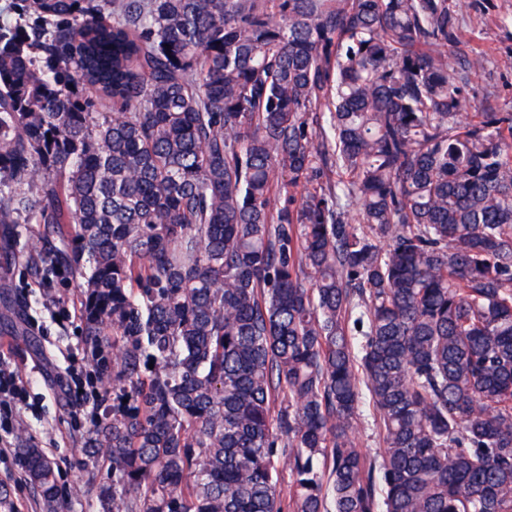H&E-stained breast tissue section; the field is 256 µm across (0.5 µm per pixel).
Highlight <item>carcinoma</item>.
I'll return each instance as SVG.
<instances>
[{"mask_svg": "<svg viewBox=\"0 0 512 512\" xmlns=\"http://www.w3.org/2000/svg\"><path fill=\"white\" fill-rule=\"evenodd\" d=\"M462 25L453 0L0 13V244L41 224L27 265L86 283L98 512H512V113L465 111ZM352 436L361 451L371 458H380L383 453V443L374 430L372 418L367 405L361 404L353 421Z\"/></svg>", "mask_w": 512, "mask_h": 512, "instance_id": "cac0c4a2", "label": "carcinoma"}]
</instances>
